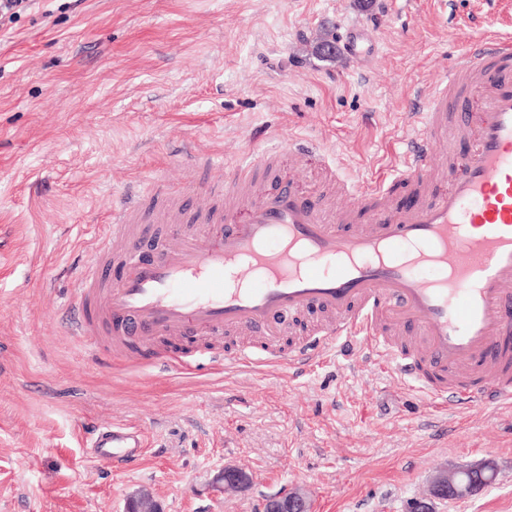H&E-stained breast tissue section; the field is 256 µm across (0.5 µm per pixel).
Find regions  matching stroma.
Listing matches in <instances>:
<instances>
[{
    "instance_id": "1",
    "label": "stroma",
    "mask_w": 512,
    "mask_h": 512,
    "mask_svg": "<svg viewBox=\"0 0 512 512\" xmlns=\"http://www.w3.org/2000/svg\"><path fill=\"white\" fill-rule=\"evenodd\" d=\"M484 0H33L0 25V512H261L306 493L312 512H407L436 470L496 480L437 512H512V404L436 414L382 359L328 356L192 373L87 360L64 321L81 259L137 179L179 184L182 149L245 161L300 136L354 183L386 172L416 93L442 82ZM366 26L372 57H319ZM142 427L120 471L89 432ZM253 476L243 491L212 480ZM250 482V475L241 468L225 467L215 476V483L224 485V488H246Z\"/></svg>"
}]
</instances>
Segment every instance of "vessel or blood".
Listing matches in <instances>:
<instances>
[{
    "label": "vessel or blood",
    "instance_id": "b4317fda",
    "mask_svg": "<svg viewBox=\"0 0 512 512\" xmlns=\"http://www.w3.org/2000/svg\"><path fill=\"white\" fill-rule=\"evenodd\" d=\"M490 32L473 41L424 105H409L410 136L384 179L344 184L350 207H328L282 174L284 153L211 163L212 206L186 212L188 186L146 187L166 205L144 223L140 200L112 210L103 246L87 260L66 323L105 364L173 337L209 339L201 356L175 349L141 365L191 371L198 359L232 369L257 363L311 367L317 355L378 354L449 411L512 400V35L497 32L499 0H486ZM366 27L343 51L372 54ZM448 181L431 187L436 153ZM406 187L413 201L397 206ZM176 230L178 245L167 243ZM120 279L106 277L110 265ZM431 277H424V270ZM246 333L253 345L218 349ZM99 460L126 470L143 458L140 428L91 433Z\"/></svg>",
    "mask_w": 512,
    "mask_h": 512
}]
</instances>
